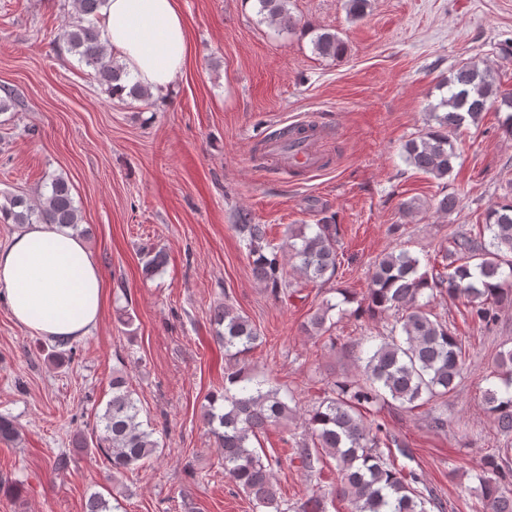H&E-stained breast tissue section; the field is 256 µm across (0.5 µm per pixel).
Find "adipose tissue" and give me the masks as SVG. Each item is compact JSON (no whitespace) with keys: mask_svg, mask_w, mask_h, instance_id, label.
I'll use <instances>...</instances> for the list:
<instances>
[{"mask_svg":"<svg viewBox=\"0 0 512 512\" xmlns=\"http://www.w3.org/2000/svg\"><path fill=\"white\" fill-rule=\"evenodd\" d=\"M102 25L129 82L169 90L189 53L179 0H108ZM0 296L20 326L71 343L98 325L106 287L97 260L71 229L29 224L0 246Z\"/></svg>","mask_w":512,"mask_h":512,"instance_id":"adipose-tissue-1","label":"adipose tissue"}]
</instances>
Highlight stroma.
<instances>
[{
	"label": "stroma",
	"instance_id": "stroma-1",
	"mask_svg": "<svg viewBox=\"0 0 512 512\" xmlns=\"http://www.w3.org/2000/svg\"><path fill=\"white\" fill-rule=\"evenodd\" d=\"M191 58L169 91L148 100L115 99L59 41L75 18L73 0H0V197L37 200L52 176L69 180L84 241L109 297L92 336L73 342L69 363L55 365L53 342L13 320L0 300V415L19 432L0 442V512H85L96 492L121 512H257L225 478L221 450L200 420L209 393L224 386V349L209 310L227 299L260 329L250 366L292 392L301 411L328 382L359 375L351 346L387 335L393 314L353 313L374 262L401 248L442 266L451 230H477L486 210L512 184V136L506 116L488 102L478 124L455 137L458 154L437 179L405 163V142L424 129L438 86L476 62L512 92V0H370L352 18L347 0H289L290 24L261 20L255 0H181ZM336 32L346 52L319 56L314 36ZM317 115L329 133L323 168L293 174L278 159L255 156L272 131ZM455 194L458 206L437 212ZM420 210L406 215V202ZM267 227L281 246L292 224L325 216L340 226L335 279L310 283L293 267L273 296L252 275L239 212ZM160 247L167 264L145 277L140 248ZM336 303L335 348L302 325L325 302ZM132 322L123 324L121 310ZM429 309L461 338L464 378L447 407L411 411L382 402L366 418L384 424L410 454L444 504L443 512H484L472 470L483 456L512 444L483 410L481 391L500 343L512 340V306L490 332L464 306L434 296ZM124 364L152 419L162 423L160 457L116 476L102 457L73 449L110 399L112 370ZM446 413L437 429L433 416ZM301 417L261 435L281 497L299 506L323 496L326 512H350L346 499L290 464L292 442L307 437ZM69 453L66 470L53 461Z\"/></svg>",
	"mask_w": 512,
	"mask_h": 512
}]
</instances>
